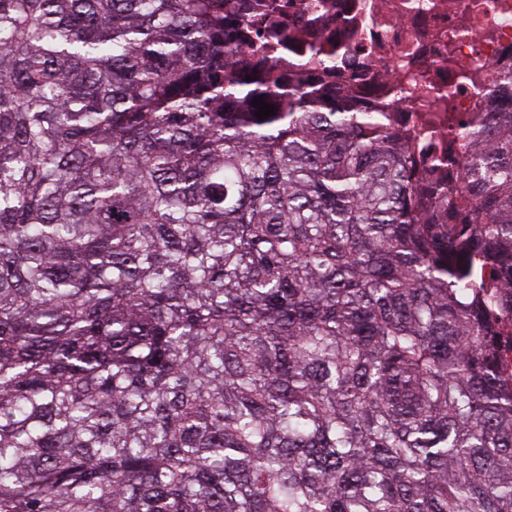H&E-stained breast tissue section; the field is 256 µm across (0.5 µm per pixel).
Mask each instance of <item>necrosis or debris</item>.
<instances>
[{
	"mask_svg": "<svg viewBox=\"0 0 512 512\" xmlns=\"http://www.w3.org/2000/svg\"><path fill=\"white\" fill-rule=\"evenodd\" d=\"M234 0L255 16L237 39L252 53L257 42L277 47L300 33L302 52L343 47L329 67L304 80L352 89L360 103L387 112L391 126L410 136L409 152L424 180L436 183L468 168L467 142L450 139L449 122L478 126L485 113L512 103V0ZM447 87L434 102L429 86ZM447 157L434 168L435 156Z\"/></svg>",
	"mask_w": 512,
	"mask_h": 512,
	"instance_id": "4bbe7bcc",
	"label": "necrosis or debris"
}]
</instances>
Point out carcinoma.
I'll use <instances>...</instances> for the list:
<instances>
[{
	"mask_svg": "<svg viewBox=\"0 0 512 512\" xmlns=\"http://www.w3.org/2000/svg\"><path fill=\"white\" fill-rule=\"evenodd\" d=\"M228 2L0 0V512H512V105L428 190ZM507 332L503 336H498L497 365L501 375L512 382V320L506 323Z\"/></svg>",
	"mask_w": 512,
	"mask_h": 512,
	"instance_id": "carcinoma-1",
	"label": "carcinoma"
}]
</instances>
